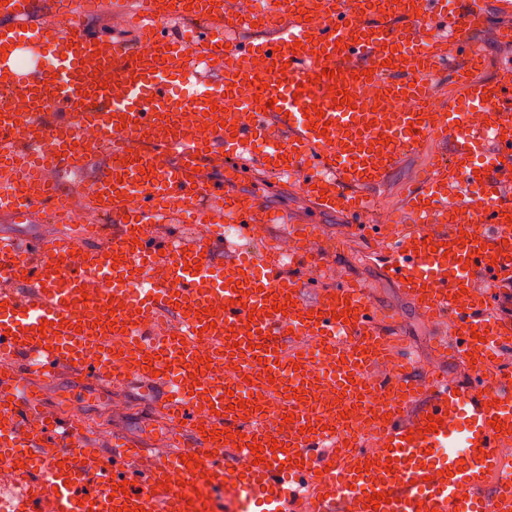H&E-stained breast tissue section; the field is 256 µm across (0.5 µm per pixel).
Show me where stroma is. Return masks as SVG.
Masks as SVG:
<instances>
[{"mask_svg":"<svg viewBox=\"0 0 512 512\" xmlns=\"http://www.w3.org/2000/svg\"><path fill=\"white\" fill-rule=\"evenodd\" d=\"M485 2L490 22L473 34L476 46L485 56V64L477 73L482 81L491 80L500 67L512 66V43L500 41L497 37L499 28L512 26V16L499 14L493 5L494 0ZM446 149L444 139L426 137L417 151L407 155L386 181L372 190L371 195L376 201L372 215L375 223L399 219L410 187ZM238 186L241 190L260 194L271 210L314 225L325 236L339 240L342 249L324 268V281L350 279L363 288L376 308L395 320L396 340L403 357L410 363L419 364L424 357L435 354L439 357V374L445 376L456 372L454 353L440 351L437 344L438 322L419 313L387 277L382 264L370 255L366 244L345 239L346 216L315 209L297 182L286 177L276 176L269 182L261 178H245L239 181ZM34 384L45 409L81 424L86 443L101 453L110 452L112 437L116 434L152 453L163 452L169 447L166 439L168 427L156 411L161 392L145 389L140 380L134 379L120 386H102L71 373L59 372L35 379Z\"/></svg>","mask_w":512,"mask_h":512,"instance_id":"1","label":"stroma"}]
</instances>
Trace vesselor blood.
<instances>
[{
  "label": "vessel or blood",
  "mask_w": 512,
  "mask_h": 512,
  "mask_svg": "<svg viewBox=\"0 0 512 512\" xmlns=\"http://www.w3.org/2000/svg\"><path fill=\"white\" fill-rule=\"evenodd\" d=\"M81 6L55 0L70 23L30 26L36 0H0V213L63 214L69 197L49 173L83 169L97 146L82 138L91 128L110 151L86 204L113 219L95 234L66 224L53 239L0 240V468L11 473L0 512H206L219 495L235 512H285L313 491V512H512V485L491 492L484 482L512 439V379L490 384L477 371L424 391L406 362L367 382L364 365L388 353L393 326L350 280L320 285L306 302L303 270L326 265L323 243L311 225L233 188L250 164L295 176L320 210L354 217L351 234L420 311L449 325L441 347L480 365L511 349L512 317L493 294L468 295L480 281L512 289V189L502 177L512 166V67L472 80L482 56L471 33L486 19L478 0H368L357 15L348 0H280L269 38L229 43L224 32L251 28L238 0H138L134 43L86 32ZM187 13L207 26L188 41L168 34L165 19ZM18 50L33 53V75L13 70ZM257 55L272 67L255 76ZM451 58L466 107L486 123L436 105L433 80ZM201 65L223 71V83H203ZM249 84L256 97L241 96ZM340 90L350 99L337 104ZM217 101L223 111H212ZM199 117L206 135H187L186 120ZM430 134L449 138L450 156L407 192L401 225L363 223L368 186ZM172 218L207 234H152ZM228 224L247 237L258 224L284 225L293 253L270 245L224 260ZM168 321L175 331L160 332ZM228 359L239 375H225ZM60 371L161 389V415L192 447L152 455L119 437L106 457L85 447L79 425L46 416L28 389L30 375ZM323 385L339 402H319ZM271 394L294 428L263 411ZM379 401L391 469L375 479L339 422L349 403ZM433 467L443 480L429 481ZM375 493L385 498L377 508L367 504Z\"/></svg>",
  "instance_id": "obj_1"
}]
</instances>
